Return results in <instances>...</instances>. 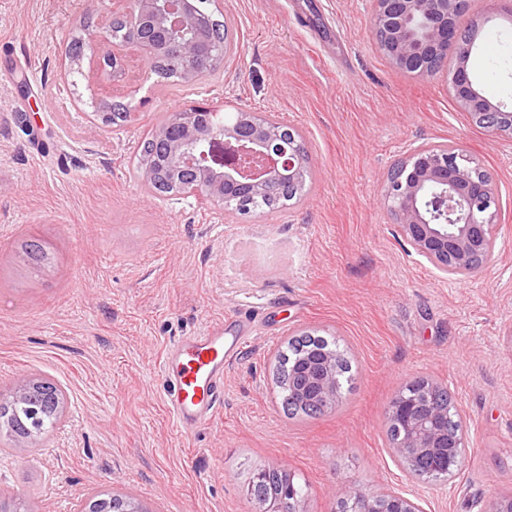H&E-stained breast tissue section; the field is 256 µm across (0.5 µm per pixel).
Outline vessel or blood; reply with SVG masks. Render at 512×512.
<instances>
[{"label": "vessel or blood", "mask_w": 512, "mask_h": 512, "mask_svg": "<svg viewBox=\"0 0 512 512\" xmlns=\"http://www.w3.org/2000/svg\"><path fill=\"white\" fill-rule=\"evenodd\" d=\"M235 322L239 334L225 335L223 324L217 323L165 350L160 364L163 402L178 429L190 430L215 417L224 392V369L239 355L245 332L254 327L244 312Z\"/></svg>", "instance_id": "b4317fda"}]
</instances>
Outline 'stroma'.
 Masks as SVG:
<instances>
[{"instance_id": "35a3bbf8", "label": "stroma", "mask_w": 512, "mask_h": 512, "mask_svg": "<svg viewBox=\"0 0 512 512\" xmlns=\"http://www.w3.org/2000/svg\"><path fill=\"white\" fill-rule=\"evenodd\" d=\"M371 0H223L233 33L222 70L169 83L140 63L114 89L64 49L89 0H0V395L45 377L64 395L48 438L0 434V499L25 512H82L102 491L145 512H256L254 469L305 480L301 512H336L356 485L405 490L423 512H486L512 495V141L456 106L443 77L396 69L369 31ZM469 68L512 106V23L495 0ZM106 97L132 117L103 133ZM272 113L311 156L304 198L234 218L148 193L132 159L163 117L195 105ZM463 144L490 174L495 252L481 271L442 276L408 252L383 200L408 144ZM260 321L224 370L217 417L178 430L162 399L167 346L233 319ZM339 340L353 380L335 409L296 420L273 377L289 337ZM447 388L465 424L452 479L409 478L385 408L414 378Z\"/></svg>"}]
</instances>
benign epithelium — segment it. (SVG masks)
Segmentation results:
<instances>
[{"label":"benign epithelium","mask_w":512,"mask_h":512,"mask_svg":"<svg viewBox=\"0 0 512 512\" xmlns=\"http://www.w3.org/2000/svg\"><path fill=\"white\" fill-rule=\"evenodd\" d=\"M475 0H373L369 29L377 48L403 73L427 78L442 70V54L452 55L450 94L472 122L486 132L512 141V111L490 102L479 91L468 62L477 31L462 29L460 16ZM110 21L127 22L121 40L112 34L86 31L98 43L89 66L109 84L126 78L132 61L152 68L163 50L177 57L183 78L194 84L203 71L224 68V56L207 37L209 15L198 0H111ZM90 119L110 127L112 103L99 99ZM238 119L229 126L215 123L214 112L192 106L158 125L152 132L162 146L160 168L142 169L146 185H156L172 196L193 198L199 204L240 217L249 215L254 198L280 183L303 181L310 157L304 143L283 145L282 123L265 112L237 108ZM383 197L393 217L396 236L414 253L448 276L479 270L493 257L495 216L490 212L492 182L477 167L466 165L461 144L410 147L389 171ZM296 369L302 377L294 396L302 404L332 407L336 396L335 357L325 351L302 357ZM35 383L24 380L12 392L17 402H34ZM385 417L402 429L391 451L408 475L417 461L445 448H457L462 439L448 433L436 388L419 378L405 383L391 400ZM351 500L355 512H420L417 502L403 492L389 500L350 486L338 502ZM292 487L284 486L258 512H299Z\"/></svg>","instance_id":"obj_1"}]
</instances>
